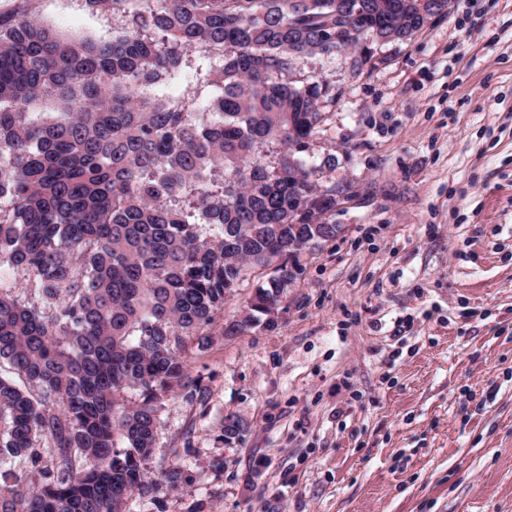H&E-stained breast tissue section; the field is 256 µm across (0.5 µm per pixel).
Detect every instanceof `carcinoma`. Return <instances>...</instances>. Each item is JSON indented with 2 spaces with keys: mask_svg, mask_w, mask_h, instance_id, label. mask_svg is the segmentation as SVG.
<instances>
[{
  "mask_svg": "<svg viewBox=\"0 0 512 512\" xmlns=\"http://www.w3.org/2000/svg\"><path fill=\"white\" fill-rule=\"evenodd\" d=\"M130 2L85 0L124 18L99 43L0 15V512H125L188 483L185 464L149 463L163 398L206 394L182 351L212 343L224 278L336 237V184L301 156L329 88L297 59L424 26L410 0H358L359 16L349 0ZM195 50L222 53L209 120L152 94ZM57 94L64 110L33 121ZM266 145L282 148L273 169ZM280 271L222 335L260 321Z\"/></svg>",
  "mask_w": 512,
  "mask_h": 512,
  "instance_id": "1",
  "label": "carcinoma"
}]
</instances>
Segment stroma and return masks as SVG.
I'll list each match as a JSON object with an SVG mask.
<instances>
[{
  "mask_svg": "<svg viewBox=\"0 0 512 512\" xmlns=\"http://www.w3.org/2000/svg\"><path fill=\"white\" fill-rule=\"evenodd\" d=\"M105 42L85 0H0ZM362 61L304 57L324 122L304 154L351 197L274 326L185 352L207 396L165 397L151 471L190 480L126 512H512V0H451ZM220 57L186 53L157 95L198 106ZM243 420L224 443L227 416ZM223 468H216V460Z\"/></svg>",
  "mask_w": 512,
  "mask_h": 512,
  "instance_id": "35a3bbf8",
  "label": "stroma"
}]
</instances>
